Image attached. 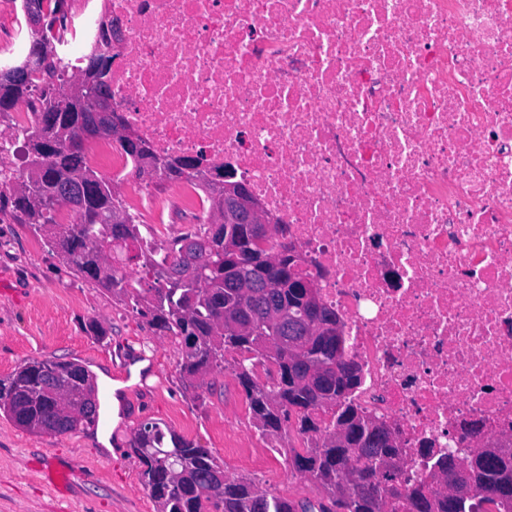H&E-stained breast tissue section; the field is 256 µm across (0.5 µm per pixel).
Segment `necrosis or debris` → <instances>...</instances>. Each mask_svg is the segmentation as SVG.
<instances>
[{"mask_svg":"<svg viewBox=\"0 0 512 512\" xmlns=\"http://www.w3.org/2000/svg\"><path fill=\"white\" fill-rule=\"evenodd\" d=\"M107 19L113 111L161 160L247 187L340 318L352 398L411 479L511 448L512 0H77L49 34L64 66ZM37 119L19 107L0 136L1 187ZM86 157L154 208L112 141Z\"/></svg>","mask_w":512,"mask_h":512,"instance_id":"obj_1","label":"necrosis or debris"}]
</instances>
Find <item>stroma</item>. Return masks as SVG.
<instances>
[{
	"instance_id": "stroma-1",
	"label": "stroma",
	"mask_w": 512,
	"mask_h": 512,
	"mask_svg": "<svg viewBox=\"0 0 512 512\" xmlns=\"http://www.w3.org/2000/svg\"><path fill=\"white\" fill-rule=\"evenodd\" d=\"M94 322L101 336L91 331ZM48 357L86 366L100 404L116 396L119 411L102 413L97 429L68 434L34 435L0 416V512H157L129 453L133 430L150 420L210 449L228 475L254 478L283 498L312 496L310 483L285 457L254 467L273 441L251 426L231 372L210 374L200 388L186 386L174 341L110 291L86 283L28 225L0 212V379ZM137 360L146 364L145 385L109 392L107 381L121 382ZM47 458L74 469L67 493L48 484L42 472Z\"/></svg>"
}]
</instances>
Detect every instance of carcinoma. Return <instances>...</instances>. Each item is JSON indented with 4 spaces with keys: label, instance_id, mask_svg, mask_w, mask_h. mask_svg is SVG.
Returning a JSON list of instances; mask_svg holds the SVG:
<instances>
[{
    "label": "carcinoma",
    "instance_id": "cac0c4a2",
    "mask_svg": "<svg viewBox=\"0 0 512 512\" xmlns=\"http://www.w3.org/2000/svg\"><path fill=\"white\" fill-rule=\"evenodd\" d=\"M68 0H24L26 21L50 28L65 13ZM109 57L101 47L88 52L75 74L56 58L50 40L36 38L17 65H0V115L22 102L39 113L25 136L31 149L29 172L11 194L0 191L13 211L52 249L61 252L76 274L95 287L118 295L149 325L181 348L183 381L204 385L213 372L233 368L245 393L251 425L263 436L280 438L295 429L303 447L285 448L293 468L309 481L318 499L299 502L278 497L245 476H230L206 448L160 423H141L132 433L131 453L142 466L141 479L158 512H512V453L481 448L459 466L458 496L411 486L402 450L385 439L388 428L350 399L361 376L344 377L346 349L336 348V311L319 303L310 336H290L307 312L305 291L288 284L295 257L276 250L273 237L248 241L233 225L232 236L255 254L278 258L283 280L274 298L285 307L287 321H265L269 304L263 288L243 293L224 287L235 265L224 250L223 224H202L170 242L151 246L123 206L114 183L100 178L85 161L83 131L100 120L112 92L105 81ZM143 169L161 172L168 181L196 183L207 207L222 179L209 178L199 157H183V168L159 160L145 140H116ZM69 209L73 224H59L55 213ZM122 214L120 224L112 216ZM316 365L326 385H311L306 374ZM266 369L258 380L254 368ZM13 397L0 400V412L32 434L76 433L99 419L93 409L80 421L71 412L84 405L93 388L89 370L56 358L27 362L7 379ZM347 430L346 444L336 447V430Z\"/></svg>",
    "mask_w": 512,
    "mask_h": 512
}]
</instances>
